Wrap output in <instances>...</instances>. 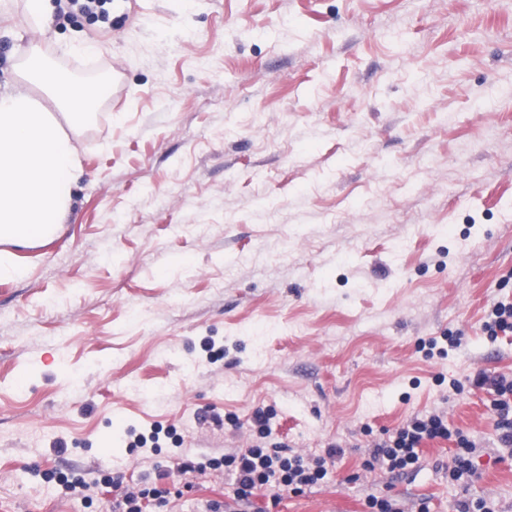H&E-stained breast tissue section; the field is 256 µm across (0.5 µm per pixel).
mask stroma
I'll use <instances>...</instances> for the list:
<instances>
[{"label": "stroma", "instance_id": "stroma-1", "mask_svg": "<svg viewBox=\"0 0 512 512\" xmlns=\"http://www.w3.org/2000/svg\"><path fill=\"white\" fill-rule=\"evenodd\" d=\"M51 4L34 37L0 0V88L38 42L100 96L68 133L65 223L0 279V512H112L109 472L167 488L150 512H205L227 471L181 496L157 471L249 447L259 408L268 445L344 450L273 512H512L495 395L472 384L512 381V334L482 328L512 301V0H112L110 28ZM435 411L477 478L452 480L444 440L407 475L366 468ZM153 425L160 448L130 451Z\"/></svg>", "mask_w": 512, "mask_h": 512}]
</instances>
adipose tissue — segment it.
Wrapping results in <instances>:
<instances>
[{"label":"adipose tissue","mask_w":512,"mask_h":512,"mask_svg":"<svg viewBox=\"0 0 512 512\" xmlns=\"http://www.w3.org/2000/svg\"><path fill=\"white\" fill-rule=\"evenodd\" d=\"M56 98L55 108L35 100L31 85ZM96 100L69 82L39 50H31L18 88L0 91V279L24 278L11 248L45 239L63 222L82 176L65 130L84 122Z\"/></svg>","instance_id":"adipose-tissue-1"}]
</instances>
